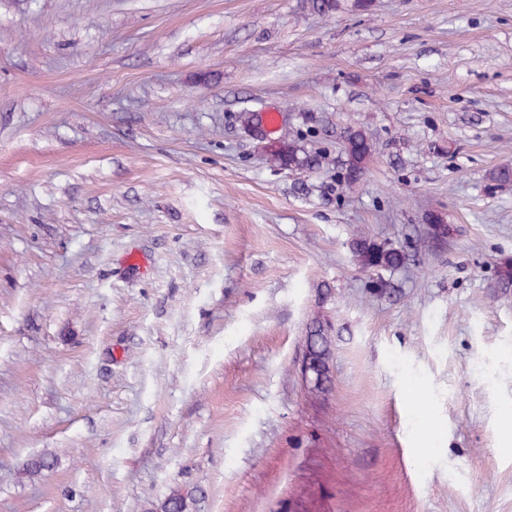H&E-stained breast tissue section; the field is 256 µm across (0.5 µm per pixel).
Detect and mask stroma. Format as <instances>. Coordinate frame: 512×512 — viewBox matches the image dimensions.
<instances>
[{
    "mask_svg": "<svg viewBox=\"0 0 512 512\" xmlns=\"http://www.w3.org/2000/svg\"><path fill=\"white\" fill-rule=\"evenodd\" d=\"M244 111L363 130L364 177L275 170ZM502 164L512 0H0V512H512ZM356 266L363 272L372 274L371 290L379 296H390L395 293V288H390V283L383 276V271H393L404 266L406 253L400 247L387 243H377L367 238L354 239L350 243ZM329 330L325 321L315 317L309 322L304 336V355L309 365L308 388L315 397L328 394L334 386V343Z\"/></svg>",
    "mask_w": 512,
    "mask_h": 512,
    "instance_id": "35a3bbf8",
    "label": "stroma"
}]
</instances>
